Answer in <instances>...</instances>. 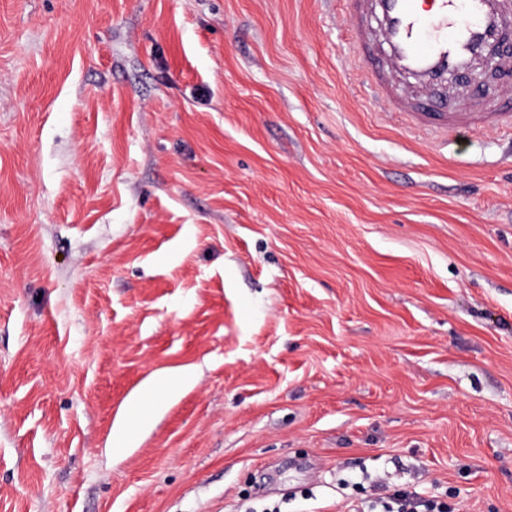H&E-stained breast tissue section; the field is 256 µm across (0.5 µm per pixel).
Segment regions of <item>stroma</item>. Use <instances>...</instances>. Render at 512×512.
Masks as SVG:
<instances>
[{"mask_svg":"<svg viewBox=\"0 0 512 512\" xmlns=\"http://www.w3.org/2000/svg\"><path fill=\"white\" fill-rule=\"evenodd\" d=\"M349 24L0 0V512H512V134L410 132ZM168 376L153 379L144 390L141 397L133 399L128 405V419L120 424L112 433L113 450L125 448L132 436L133 428L139 420L145 419L156 403L157 399L165 394L179 389V383ZM390 502L380 501L375 502L371 506L370 512H451L448 506L444 503H437L434 501H420L403 489L394 490L390 497ZM396 505V510H394ZM381 507V510H375Z\"/></svg>","mask_w":512,"mask_h":512,"instance_id":"obj_1","label":"stroma"}]
</instances>
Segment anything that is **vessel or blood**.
Instances as JSON below:
<instances>
[{
  "label": "vessel or blood",
  "mask_w": 512,
  "mask_h": 512,
  "mask_svg": "<svg viewBox=\"0 0 512 512\" xmlns=\"http://www.w3.org/2000/svg\"><path fill=\"white\" fill-rule=\"evenodd\" d=\"M350 0L349 43L370 62L367 81L410 128L448 135L512 130V0ZM498 52L501 79L490 94L464 84L483 58Z\"/></svg>",
  "instance_id": "1"
}]
</instances>
